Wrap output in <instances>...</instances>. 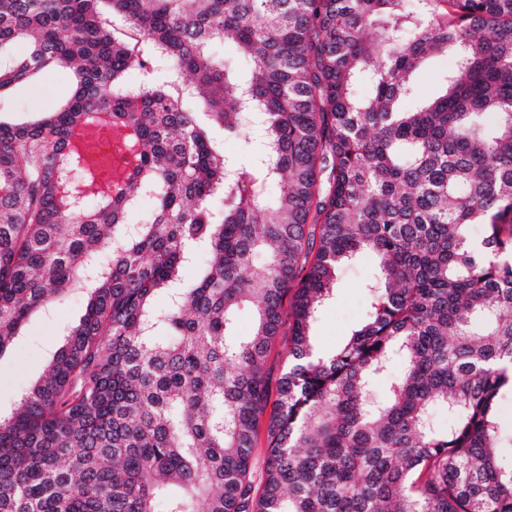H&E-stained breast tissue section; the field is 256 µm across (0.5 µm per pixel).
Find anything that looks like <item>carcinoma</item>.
<instances>
[{"label": "carcinoma", "mask_w": 512, "mask_h": 512, "mask_svg": "<svg viewBox=\"0 0 512 512\" xmlns=\"http://www.w3.org/2000/svg\"><path fill=\"white\" fill-rule=\"evenodd\" d=\"M448 51L444 93L404 107ZM160 58L164 81L130 83ZM55 70L56 110L0 120V354L86 306L0 419V512H512V0H0V99ZM245 113L263 149L243 166L214 129ZM99 115L133 158L113 185L70 150ZM359 253L367 320L321 354ZM285 366V352L280 340H277L272 346L266 358L264 371L268 378L270 388V399L268 406L260 418L253 451V481L255 487L260 483L262 478L264 461L267 455L269 443L268 423L271 413L277 399L278 382Z\"/></svg>", "instance_id": "cac0c4a2"}]
</instances>
